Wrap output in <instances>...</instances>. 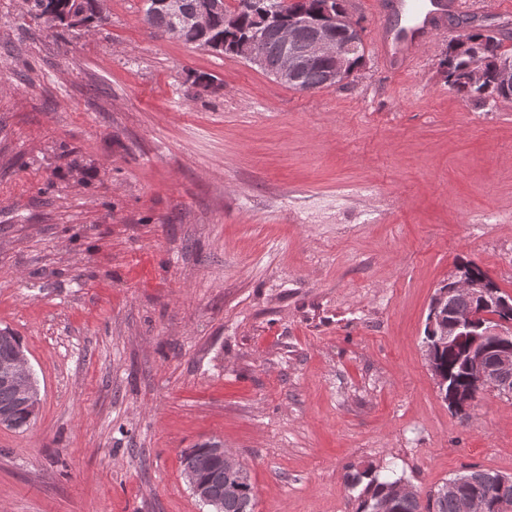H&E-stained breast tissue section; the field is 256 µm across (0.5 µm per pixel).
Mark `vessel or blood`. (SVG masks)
<instances>
[{
  "mask_svg": "<svg viewBox=\"0 0 512 512\" xmlns=\"http://www.w3.org/2000/svg\"><path fill=\"white\" fill-rule=\"evenodd\" d=\"M463 7L462 0H378L383 20L376 40L380 60L394 72L408 68Z\"/></svg>",
  "mask_w": 512,
  "mask_h": 512,
  "instance_id": "obj_1",
  "label": "vessel or blood"
}]
</instances>
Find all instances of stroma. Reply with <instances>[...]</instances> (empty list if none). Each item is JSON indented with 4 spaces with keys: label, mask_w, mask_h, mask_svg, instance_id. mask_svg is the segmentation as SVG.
Segmentation results:
<instances>
[{
    "label": "stroma",
    "mask_w": 512,
    "mask_h": 512,
    "mask_svg": "<svg viewBox=\"0 0 512 512\" xmlns=\"http://www.w3.org/2000/svg\"><path fill=\"white\" fill-rule=\"evenodd\" d=\"M478 3L392 72L376 0H344L364 62L304 92L143 0L89 30L0 0V329L40 398L0 427V512H209L180 459L205 440L255 512H355L367 469L423 495L512 475V400L460 421L422 343L457 262L512 295V99L440 66L478 30L512 49L501 0ZM452 44H449L448 51L445 53L444 58L440 61V66L445 68L443 72L446 74L448 84L456 89V91L462 94L466 98L484 99L486 97H497L502 99H512V88L511 92H504L502 94L495 95L496 91V74L493 70H488L486 73L485 81L475 87H467L466 83L460 81L461 75L458 74L462 71L467 64V57L450 56L449 49Z\"/></svg>",
    "instance_id": "obj_1"
}]
</instances>
